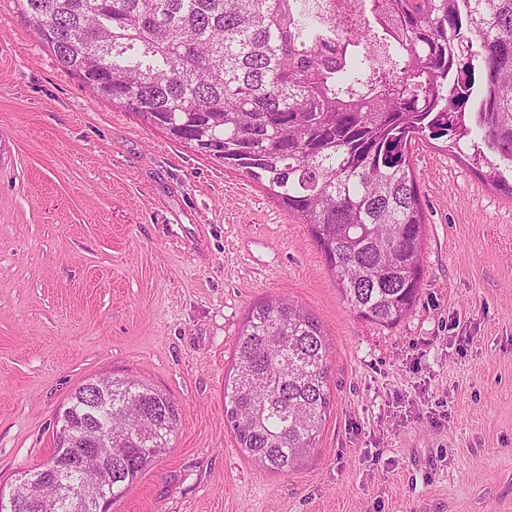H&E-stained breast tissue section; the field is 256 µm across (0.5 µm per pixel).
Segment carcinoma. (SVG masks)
<instances>
[{"label":"carcinoma","instance_id":"carcinoma-1","mask_svg":"<svg viewBox=\"0 0 512 512\" xmlns=\"http://www.w3.org/2000/svg\"><path fill=\"white\" fill-rule=\"evenodd\" d=\"M364 30L308 32L294 0H26L66 72L170 138L258 183L308 231L342 298L384 327L413 309L428 220L411 163L422 138L470 139L472 168L512 197V0H369ZM484 82L476 84V71ZM495 159H490L488 153ZM329 345L291 301L254 305L224 378L236 443L286 472L329 413ZM64 463L112 431V487L85 471L59 493L44 466L21 498L73 512L91 487L116 499L169 448L179 414L129 378L80 386L57 415Z\"/></svg>","mask_w":512,"mask_h":512}]
</instances>
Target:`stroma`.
<instances>
[{"mask_svg":"<svg viewBox=\"0 0 512 512\" xmlns=\"http://www.w3.org/2000/svg\"><path fill=\"white\" fill-rule=\"evenodd\" d=\"M411 153L424 275L382 327L259 184L94 96L0 0V485L50 456L76 388L113 375L180 421L109 512H512V198L465 150ZM278 296L332 342L325 427L285 473L224 416L238 333Z\"/></svg>","mask_w":512,"mask_h":512,"instance_id":"35a3bbf8","label":"stroma"}]
</instances>
